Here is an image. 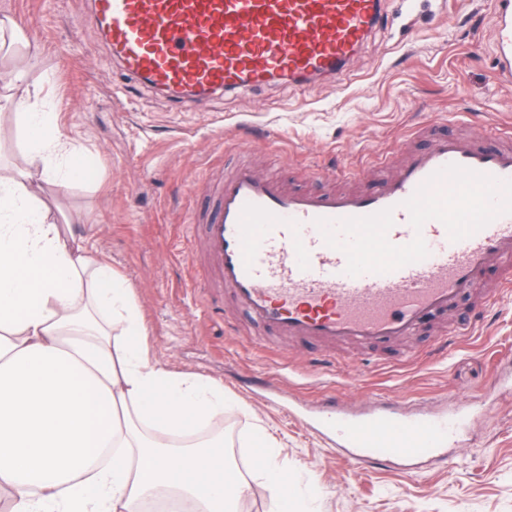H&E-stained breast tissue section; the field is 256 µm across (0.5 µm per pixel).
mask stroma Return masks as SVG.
Returning a JSON list of instances; mask_svg holds the SVG:
<instances>
[{
	"instance_id": "stroma-1",
	"label": "stroma",
	"mask_w": 512,
	"mask_h": 512,
	"mask_svg": "<svg viewBox=\"0 0 512 512\" xmlns=\"http://www.w3.org/2000/svg\"><path fill=\"white\" fill-rule=\"evenodd\" d=\"M376 27L330 80L281 83L176 102L113 60L90 0H0V19L29 34L25 58L0 55V94L38 88L40 105L91 170L58 201L71 232L110 262L141 311L152 361L223 383L224 451L247 486L241 512H272L247 438L275 439L302 512H512V289L496 267L474 297L492 298L475 320L465 298L428 332L379 348L337 350L247 336L241 310L210 294L186 263L200 244L192 215L212 197L226 165L242 161L286 187L353 191L376 184L430 136L464 134L497 146L512 123V85L495 81L494 0H383ZM26 69L16 86L9 72ZM466 321L461 340L439 349L438 332ZM327 398L350 414L375 404L415 415L468 414L450 463L353 465L309 417Z\"/></svg>"
}]
</instances>
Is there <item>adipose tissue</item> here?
Returning a JSON list of instances; mask_svg holds the SVG:
<instances>
[{
    "label": "adipose tissue",
    "mask_w": 512,
    "mask_h": 512,
    "mask_svg": "<svg viewBox=\"0 0 512 512\" xmlns=\"http://www.w3.org/2000/svg\"><path fill=\"white\" fill-rule=\"evenodd\" d=\"M29 168L0 174V490L12 512H139L173 499L181 512H239L243 478L224 436V386L159 367L126 281L61 230L41 186L86 175L56 113L17 104ZM257 474L275 512H295L264 432Z\"/></svg>",
    "instance_id": "ef3b65f1"
}]
</instances>
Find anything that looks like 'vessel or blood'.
Masks as SVG:
<instances>
[{"label": "vessel or blood", "instance_id": "obj_1", "mask_svg": "<svg viewBox=\"0 0 512 512\" xmlns=\"http://www.w3.org/2000/svg\"><path fill=\"white\" fill-rule=\"evenodd\" d=\"M92 17L128 73L181 99L336 75L381 20L380 0H93ZM493 50L512 80V11ZM501 145L442 136L374 190L308 193L242 166L194 217L212 293L229 294L266 342L301 339L326 357L420 334L491 264L512 288V125ZM462 413L359 418L326 403L317 423L357 465L441 461Z\"/></svg>", "mask_w": 512, "mask_h": 512}]
</instances>
